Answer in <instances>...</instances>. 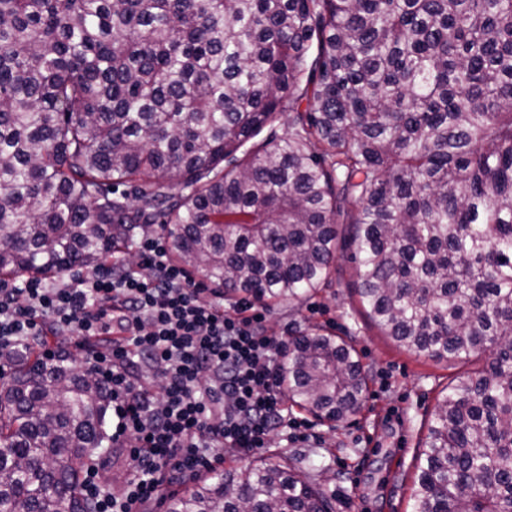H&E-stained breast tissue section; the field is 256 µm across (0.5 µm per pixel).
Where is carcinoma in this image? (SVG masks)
Instances as JSON below:
<instances>
[{
  "label": "carcinoma",
  "instance_id": "cac0c4a2",
  "mask_svg": "<svg viewBox=\"0 0 512 512\" xmlns=\"http://www.w3.org/2000/svg\"><path fill=\"white\" fill-rule=\"evenodd\" d=\"M161 224L263 304L329 280L346 224L371 322L475 362L446 388L411 512H512V0H0V277L91 272ZM285 394L322 421L367 376L321 328ZM110 397L74 359L0 355V512H93ZM167 512H332L267 458Z\"/></svg>",
  "mask_w": 512,
  "mask_h": 512
}]
</instances>
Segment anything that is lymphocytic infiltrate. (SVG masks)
<instances>
[{"mask_svg":"<svg viewBox=\"0 0 512 512\" xmlns=\"http://www.w3.org/2000/svg\"><path fill=\"white\" fill-rule=\"evenodd\" d=\"M132 250L134 262L56 284L0 282V349L77 337L85 371L112 397V445L128 453L112 483L87 470L95 512H143L163 485L297 427L280 381L288 338L267 330L263 306L225 305L223 289L171 262L157 231Z\"/></svg>","mask_w":512,"mask_h":512,"instance_id":"1","label":"lymphocytic infiltrate"}]
</instances>
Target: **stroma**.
<instances>
[{
  "label": "stroma",
  "mask_w": 512,
  "mask_h": 512,
  "mask_svg": "<svg viewBox=\"0 0 512 512\" xmlns=\"http://www.w3.org/2000/svg\"><path fill=\"white\" fill-rule=\"evenodd\" d=\"M345 246L331 283L310 299L266 307V325L280 335L290 327L315 326L344 337L367 375L361 410L339 422H320L297 406L288 416L300 425L298 438L273 433L257 456L225 460L223 470L243 473L256 457L299 459L322 488L333 512H410L416 456L422 448L442 390L466 374V364L436 361L400 347L367 317L359 280Z\"/></svg>",
  "instance_id": "35a3bbf8"
}]
</instances>
